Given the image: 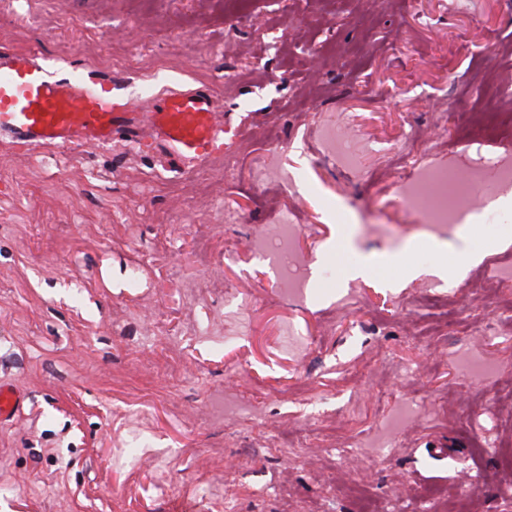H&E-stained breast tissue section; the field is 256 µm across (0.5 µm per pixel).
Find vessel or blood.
<instances>
[{
  "mask_svg": "<svg viewBox=\"0 0 512 512\" xmlns=\"http://www.w3.org/2000/svg\"><path fill=\"white\" fill-rule=\"evenodd\" d=\"M217 106L205 90L171 91L160 97L148 118L165 147L183 159L205 156L218 138ZM138 115L110 79L91 71L68 70L55 76L33 53L8 56L0 63V131L35 144L111 142L114 133L134 131ZM23 405L20 392L0 384V420Z\"/></svg>",
  "mask_w": 512,
  "mask_h": 512,
  "instance_id": "obj_1",
  "label": "vessel or blood"
}]
</instances>
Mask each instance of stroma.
<instances>
[{"instance_id": "35a3bbf8", "label": "stroma", "mask_w": 512, "mask_h": 512, "mask_svg": "<svg viewBox=\"0 0 512 512\" xmlns=\"http://www.w3.org/2000/svg\"><path fill=\"white\" fill-rule=\"evenodd\" d=\"M24 52L124 82L138 112L208 90L223 139L188 161L145 122L109 144L0 134V382L25 395L0 422V512H355L354 484L403 512L429 488L430 512H512V191L482 193L502 222L443 227L398 191L416 165L463 176L512 153L456 142L484 83L512 114V0H0V55ZM271 131L291 180L260 204ZM284 213L301 299L253 248ZM432 292L455 311L434 336ZM464 353L496 375L470 379ZM215 391L258 427L203 421ZM401 401L421 411L397 424ZM475 433L496 442L478 458Z\"/></svg>"}]
</instances>
